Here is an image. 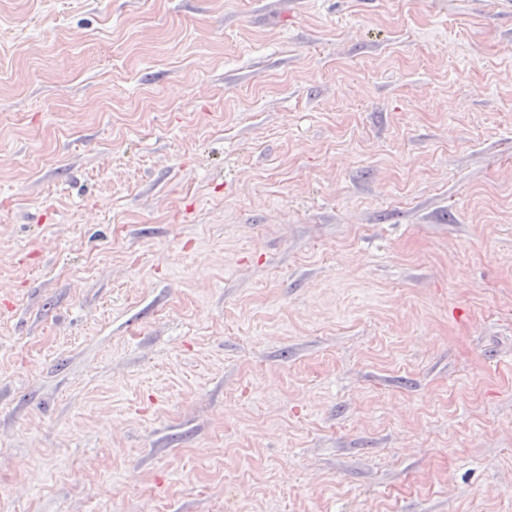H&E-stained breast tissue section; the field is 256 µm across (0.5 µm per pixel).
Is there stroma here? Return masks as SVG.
<instances>
[{"label": "stroma", "mask_w": 512, "mask_h": 512, "mask_svg": "<svg viewBox=\"0 0 512 512\" xmlns=\"http://www.w3.org/2000/svg\"><path fill=\"white\" fill-rule=\"evenodd\" d=\"M0 512H512V0H0Z\"/></svg>", "instance_id": "obj_1"}]
</instances>
